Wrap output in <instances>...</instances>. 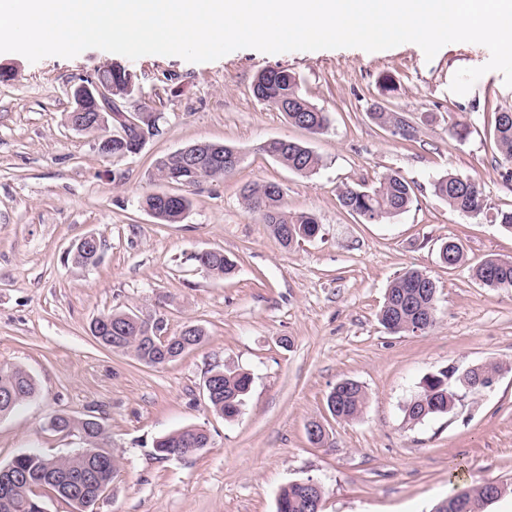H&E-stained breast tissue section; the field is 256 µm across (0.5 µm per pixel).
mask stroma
I'll return each mask as SVG.
<instances>
[{
	"label": "stroma",
	"mask_w": 512,
	"mask_h": 512,
	"mask_svg": "<svg viewBox=\"0 0 512 512\" xmlns=\"http://www.w3.org/2000/svg\"><path fill=\"white\" fill-rule=\"evenodd\" d=\"M489 58L475 43L445 45L430 60L413 43L376 52L243 48L203 63L97 48L35 63L0 53L8 73L0 78V366H22L37 385L0 418V466L24 452L86 448L78 432L51 428L65 415L101 421L119 462L93 512H276L281 489L309 477L324 488L325 512H433L457 490L511 485L512 288H486L473 270L492 255L512 259V233L494 220L512 210V180L490 136L495 112L512 111V88L491 71L467 94L450 89L458 69ZM110 64L135 80L127 110L160 115L159 134L114 162L66 125L71 85ZM272 68L296 75L327 113L325 132L291 125L254 98L255 77ZM386 74L390 92L380 87ZM376 104L399 113L412 139L373 120ZM273 137L306 143L319 170L300 176L264 155ZM198 142L233 144L242 161L232 176L194 188L182 223H158L141 205L163 189L154 161ZM393 171L413 188L406 211L369 224L341 205L340 188ZM448 174L482 186L483 213L454 211L435 196L434 181ZM264 182L284 188L289 212L315 215V238L282 247L248 211L243 187ZM87 236L104 250L82 267L70 249ZM451 239L464 250L453 268L439 258ZM208 249L223 250L233 273L201 270L193 256ZM411 268L437 285L436 322L423 334H394L379 310L389 284ZM114 309L163 318L170 334L196 324L206 339L149 366L92 336L91 321ZM489 362L501 367L491 388L450 413L405 421L425 376ZM213 369L252 379L234 420L208 406ZM345 379L367 394L350 421L327 406ZM313 421L324 443L310 441ZM190 425L207 431V448L156 455L158 438Z\"/></svg>",
	"instance_id": "obj_1"
}]
</instances>
